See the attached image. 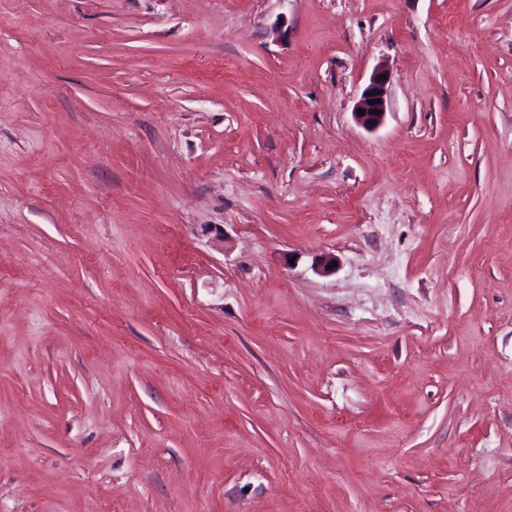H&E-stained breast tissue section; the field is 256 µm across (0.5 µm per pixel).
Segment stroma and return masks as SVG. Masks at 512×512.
Instances as JSON below:
<instances>
[{
  "label": "stroma",
  "instance_id": "obj_1",
  "mask_svg": "<svg viewBox=\"0 0 512 512\" xmlns=\"http://www.w3.org/2000/svg\"><path fill=\"white\" fill-rule=\"evenodd\" d=\"M0 512H512V0H0ZM379 75L386 76V79H379ZM390 81L391 72L384 65L374 68L368 84L364 87L354 106L353 117L358 125L367 130H374L383 124L388 109ZM371 100H375V104H369ZM359 109H364L365 114H359ZM374 110H380L381 114L377 115Z\"/></svg>",
  "mask_w": 512,
  "mask_h": 512
}]
</instances>
